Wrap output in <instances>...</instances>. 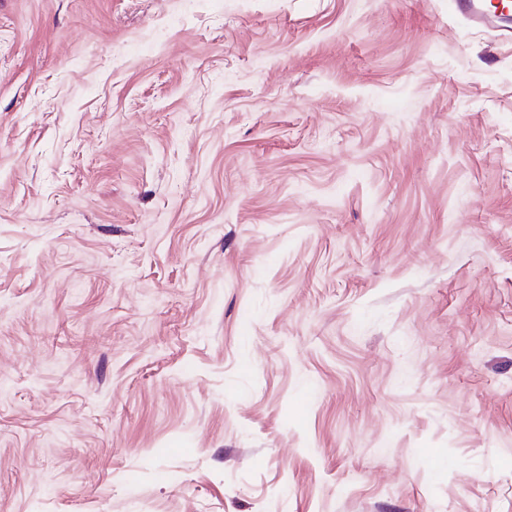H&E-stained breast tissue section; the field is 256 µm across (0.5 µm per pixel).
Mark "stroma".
Wrapping results in <instances>:
<instances>
[{
	"label": "stroma",
	"instance_id": "obj_1",
	"mask_svg": "<svg viewBox=\"0 0 512 512\" xmlns=\"http://www.w3.org/2000/svg\"><path fill=\"white\" fill-rule=\"evenodd\" d=\"M0 512H512V38L0 0Z\"/></svg>",
	"mask_w": 512,
	"mask_h": 512
}]
</instances>
